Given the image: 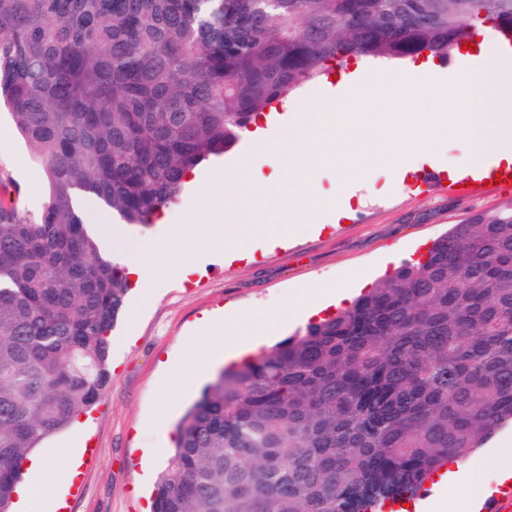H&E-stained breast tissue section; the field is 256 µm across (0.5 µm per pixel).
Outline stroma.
<instances>
[{"label": "stroma", "instance_id": "stroma-1", "mask_svg": "<svg viewBox=\"0 0 512 512\" xmlns=\"http://www.w3.org/2000/svg\"><path fill=\"white\" fill-rule=\"evenodd\" d=\"M423 171L404 184L389 186L386 198L369 200L349 223L326 225L319 233L299 231L285 247L249 264L212 263L180 282L166 279L160 294L140 305L139 289L127 304L139 307L136 322L121 319L112 333L111 381L79 424L43 442L40 452L55 458L42 479L47 494L66 503L65 512H144L158 474L159 460L143 469L145 449L159 445L199 393L164 399L160 386L167 363L185 347L204 351L207 337L196 324L211 314L273 312L284 309L317 279L344 280L361 269L364 282L351 285L357 297L385 272L411 258L453 224L471 214L512 204V191L498 185H427ZM0 181L16 194L22 213L37 220L47 201L44 171L24 139L12 128L7 105H0ZM83 450L81 474L63 480L68 450Z\"/></svg>", "mask_w": 512, "mask_h": 512}]
</instances>
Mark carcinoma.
I'll return each mask as SVG.
<instances>
[{"label": "carcinoma", "instance_id": "cac0c4a2", "mask_svg": "<svg viewBox=\"0 0 512 512\" xmlns=\"http://www.w3.org/2000/svg\"><path fill=\"white\" fill-rule=\"evenodd\" d=\"M512 0H0V99L48 183L0 187V512L93 406L129 292L76 206L146 226L186 175L330 63L446 58ZM512 423V205L473 214L350 307L219 370L153 512H378Z\"/></svg>", "mask_w": 512, "mask_h": 512}]
</instances>
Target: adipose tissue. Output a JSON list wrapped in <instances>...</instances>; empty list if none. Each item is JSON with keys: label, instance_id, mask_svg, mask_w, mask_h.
I'll use <instances>...</instances> for the list:
<instances>
[{"label": "adipose tissue", "instance_id": "obj_1", "mask_svg": "<svg viewBox=\"0 0 512 512\" xmlns=\"http://www.w3.org/2000/svg\"><path fill=\"white\" fill-rule=\"evenodd\" d=\"M481 35L478 74L452 81L437 78L430 60L408 72L357 60L321 95L317 111L289 113L276 126H254L252 152L239 159L233 173L216 179L200 207L187 211L184 223L150 240L125 238L118 225L105 224L100 228L105 249L148 300L160 281V267L185 279L204 259L250 260L255 251L283 246L290 225L320 226L350 217L355 182L381 169L403 180L419 165L434 163L448 136L467 147L464 160L448 164L449 179L512 167V53L496 49L492 30L482 29ZM320 170L333 173L330 188L316 182ZM283 186L288 193L277 225L267 227L256 210L257 194ZM245 214L250 217L246 226L240 221ZM202 215L207 218L203 224L198 221ZM175 238L195 244V251L172 248ZM281 318L278 312L252 316L246 343L226 340L223 322L202 320L199 330L211 341L204 353L187 352L185 364L173 368L172 381L181 380L185 370L199 378L212 363L229 364L256 353ZM51 465L32 455L25 460V471L35 479L15 489L23 512H46L49 499L38 477Z\"/></svg>", "mask_w": 512, "mask_h": 512}]
</instances>
